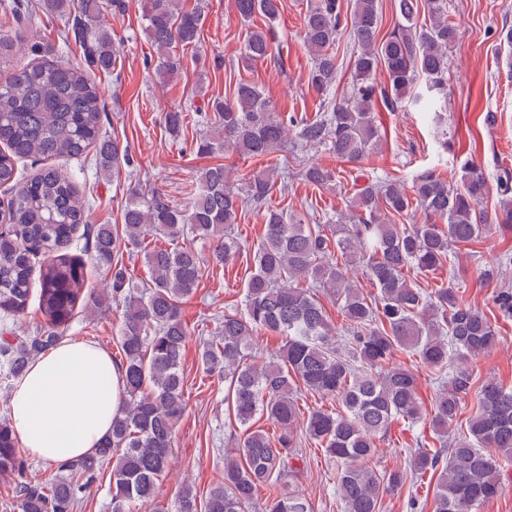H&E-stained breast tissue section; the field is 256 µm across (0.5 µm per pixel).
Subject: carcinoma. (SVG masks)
Here are the masks:
<instances>
[{
    "mask_svg": "<svg viewBox=\"0 0 512 512\" xmlns=\"http://www.w3.org/2000/svg\"><path fill=\"white\" fill-rule=\"evenodd\" d=\"M429 24L415 23L418 0H399L402 23L377 41L382 14L379 0H354L350 23L358 51L350 55L352 84L341 98L332 94L343 59L339 39L343 17L339 0H313L303 23V42L311 56L308 81L323 96L313 119L283 115L254 81H239L233 96L208 103L215 125L197 141V152H235L269 157L292 143L300 150L323 148L337 159L358 161L378 152L384 134L375 115L382 105L393 112L409 103L440 124L448 111V47L457 28L448 23L447 0H424ZM281 0H235L244 24L257 14L277 19ZM42 12L73 17L72 31L82 46L84 65L61 59L53 45H30L37 61L15 59L21 32L0 33V186L12 189L0 209V387L10 392L29 364L63 339L79 303L93 311L102 299L85 291L84 264L66 257L39 268L38 310L44 321L31 336L14 335L32 295L38 252L53 254L72 244L83 230L84 250L99 267L112 270V301L124 306L119 329L124 399L112 433L94 455L56 464L42 481L27 477L29 463L18 453L10 411L0 417V474L14 478L19 512H77L101 470L111 468L112 512L153 498L173 459L175 431L185 414L182 363L189 328L183 300L196 292L207 263L224 265L242 252L234 232L239 212L249 204L263 214V235L252 249V271L241 307L224 311L217 335L203 342L204 373L228 384L224 402L242 435L224 453V480L198 503L192 486L182 487L177 512H252L258 486L293 476L302 439L318 443L341 463L337 494L342 512H378L379 498L407 479L402 471L380 475L368 466L377 440L394 421L421 417L415 372L393 362L401 349L448 378L438 393L432 431L440 448L419 450L410 460L416 475L438 473L434 512H476L505 490L499 460L512 458V387L489 382L478 395L468 435L446 443L462 396L474 385L468 360L493 349L497 333L488 317L463 301L453 282L428 293L413 287L407 271L434 274L450 263L452 249L483 237L492 228L512 231V171L497 177L499 209L479 208L489 186L484 173L464 164L460 184L434 170L414 172L410 183L376 179L359 189L348 210L329 224H307L296 214L271 205L278 167L252 171L242 182L230 179L224 165L198 175L199 187L183 208L158 190L133 191L123 211V231L89 223L90 204L57 168L29 179L17 163L78 158L95 151L99 170L132 167L129 148L102 131L100 93L91 73L115 69L119 53L110 30L99 23L101 0H40ZM145 33L157 51L162 82L183 70L177 48L198 42L203 6L183 0H142ZM271 28H250L239 52L241 64L281 60ZM385 79L376 80L377 71ZM323 188L336 170L317 162L300 171ZM424 216L421 224L392 223L396 216ZM162 237L170 246L146 243ZM209 244L204 255L195 242ZM143 252L148 277L135 281L114 263L121 246ZM372 286L367 292L350 276L355 268ZM329 291L346 320L340 344L317 297ZM504 317H512V289L496 292ZM265 330L284 337L276 358L260 363L252 336ZM338 404L301 417L297 388ZM267 418L277 439L250 423ZM259 512H312L295 492L262 503Z\"/></svg>",
    "mask_w": 512,
    "mask_h": 512,
    "instance_id": "cac0c4a2",
    "label": "carcinoma"
}]
</instances>
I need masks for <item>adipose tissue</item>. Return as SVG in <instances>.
<instances>
[{
  "label": "adipose tissue",
  "mask_w": 512,
  "mask_h": 512,
  "mask_svg": "<svg viewBox=\"0 0 512 512\" xmlns=\"http://www.w3.org/2000/svg\"><path fill=\"white\" fill-rule=\"evenodd\" d=\"M124 370L95 344L61 341L16 382L12 429L29 456L59 463L94 453L123 399Z\"/></svg>",
  "instance_id": "adipose-tissue-1"
}]
</instances>
